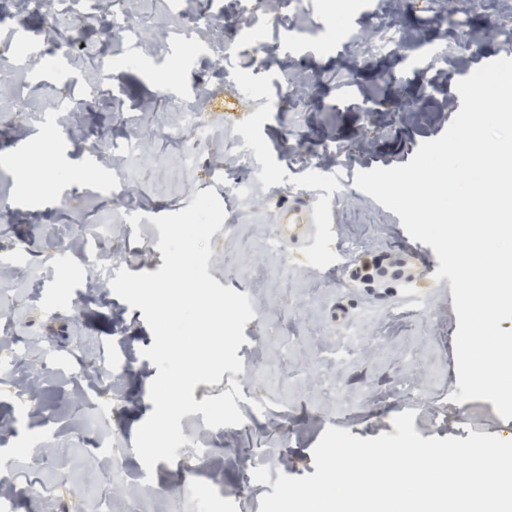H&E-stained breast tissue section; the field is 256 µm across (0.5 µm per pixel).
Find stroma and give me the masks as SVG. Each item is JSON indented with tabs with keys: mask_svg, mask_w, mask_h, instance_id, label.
I'll return each mask as SVG.
<instances>
[{
	"mask_svg": "<svg viewBox=\"0 0 512 512\" xmlns=\"http://www.w3.org/2000/svg\"><path fill=\"white\" fill-rule=\"evenodd\" d=\"M128 0L144 32H175L159 45L127 44V64L93 81L108 14L86 27L71 60L27 71L0 66V84L20 88L41 124L19 128L11 99L0 98V500L5 512H209L193 492L219 490L210 512H260L279 475L314 474L312 450L327 427L362 438L395 434V415L414 411L422 438L470 433L512 439L491 401H451L458 392V316L451 282L410 250L400 217L357 189L358 172L407 164L441 136L461 108L456 84L489 55L512 48V0H488L466 29L441 24L465 0H264L255 13L240 0ZM220 21L222 50L207 51L208 26ZM10 38L34 43L42 12L26 0H0ZM389 24L407 42L394 55L374 50V28ZM298 43L286 50L285 41ZM302 77L307 106L293 108L285 83ZM84 103L83 133L50 138L58 104L42 85ZM204 110L208 134L194 167L177 162L169 129L182 117L170 104ZM374 111H365L366 102ZM236 141L246 163L225 157ZM111 143L132 188L121 187L87 151ZM52 167L44 190L21 183L22 167ZM97 167L96 180L81 178ZM214 189L232 224L210 238L208 273L247 294L254 317L237 350L240 373L200 383L195 401L239 384L244 418L231 433L214 429L208 454L196 452L202 413L180 420L186 444L175 462L146 471L134 436L153 411L158 369L143 358L153 334L141 309L113 291L90 293L83 271L102 279L120 269L157 272L160 232L129 215L187 208ZM327 222L310 246L271 243L275 218L295 197ZM113 223L109 262L64 246L82 224ZM402 273L372 280L378 264ZM108 387H100L101 377Z\"/></svg>",
	"mask_w": 512,
	"mask_h": 512,
	"instance_id": "obj_1",
	"label": "stroma"
}]
</instances>
